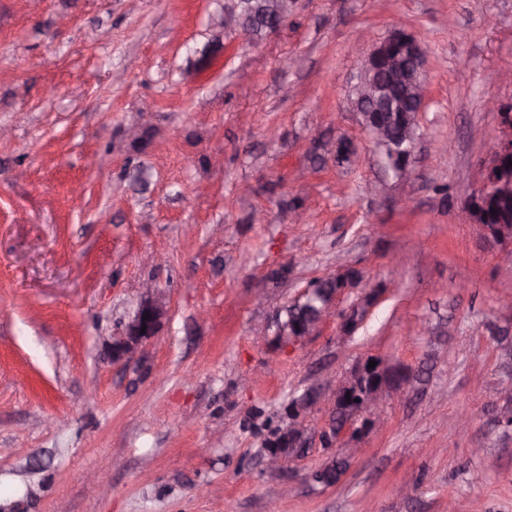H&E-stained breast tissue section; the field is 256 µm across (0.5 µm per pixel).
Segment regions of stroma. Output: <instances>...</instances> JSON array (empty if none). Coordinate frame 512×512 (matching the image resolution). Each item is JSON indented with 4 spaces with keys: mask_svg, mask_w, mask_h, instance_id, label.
Returning a JSON list of instances; mask_svg holds the SVG:
<instances>
[{
    "mask_svg": "<svg viewBox=\"0 0 512 512\" xmlns=\"http://www.w3.org/2000/svg\"><path fill=\"white\" fill-rule=\"evenodd\" d=\"M223 15L224 0H0V512H512V246L463 209L501 133L487 103L512 104V0H297L258 37ZM396 29L429 80L403 180L349 100L351 42ZM352 269L338 310L380 291L353 335L333 321L254 345V323ZM146 281L168 316L112 361ZM370 357L407 374L385 425L328 443L321 409L266 469L289 402L330 397ZM339 461L336 483L314 481Z\"/></svg>",
    "mask_w": 512,
    "mask_h": 512,
    "instance_id": "stroma-1",
    "label": "stroma"
}]
</instances>
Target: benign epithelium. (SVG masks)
Listing matches in <instances>:
<instances>
[{"mask_svg":"<svg viewBox=\"0 0 512 512\" xmlns=\"http://www.w3.org/2000/svg\"><path fill=\"white\" fill-rule=\"evenodd\" d=\"M243 0H227L224 8V27L239 28L249 34V27L256 24L267 30L284 26L292 14L295 0H278L273 10L261 14L239 12ZM358 76L352 86V100L361 124L381 149L387 165L398 178L409 175L410 158L417 137L406 133L400 126L382 122L374 117L375 112H395L396 103L405 98L406 114H419L424 110L428 97L425 52L420 40L413 34L396 29L378 42L369 52L356 51ZM501 135L493 138L487 149V162L482 181L464 203L470 222L481 224L488 239L498 245L512 243V224L508 223V209L512 205V106L499 108ZM379 290L362 292L357 305L336 314V298L333 293L322 305L303 333L295 335L278 329L280 344L293 346L311 335L320 325L333 316L340 318L343 333L360 324L362 308L373 303ZM167 315V304L159 289L150 285L138 309L125 326L124 331L112 337V361L133 359L157 335ZM405 376L392 370L381 360L369 367V360L356 363L336 385L330 396L333 416L326 438L339 439L349 433L360 437L383 421V403L394 394L402 393ZM323 398L312 392L288 405V449L300 447L306 431L305 422L310 414L321 409Z\"/></svg>","mask_w":512,"mask_h":512,"instance_id":"1","label":"benign epithelium"}]
</instances>
